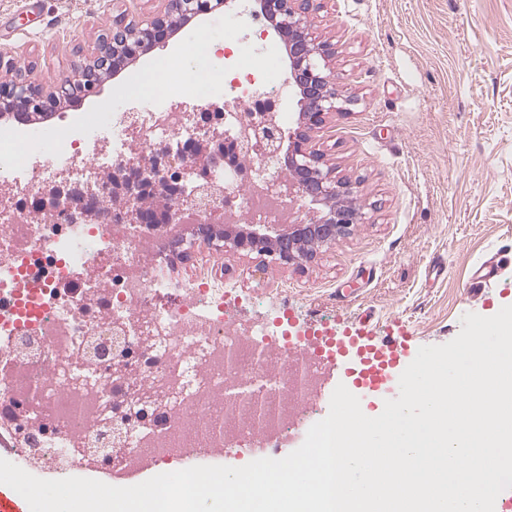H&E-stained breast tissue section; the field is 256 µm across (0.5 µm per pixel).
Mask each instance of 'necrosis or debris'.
<instances>
[{
	"label": "necrosis or debris",
	"instance_id": "necrosis-or-debris-1",
	"mask_svg": "<svg viewBox=\"0 0 512 512\" xmlns=\"http://www.w3.org/2000/svg\"><path fill=\"white\" fill-rule=\"evenodd\" d=\"M198 100L231 138L251 122V72L202 75ZM189 86L177 66L148 93L141 112H116L111 128L88 117L82 133L51 128L46 160L11 152L0 164V458L53 478L112 477L197 465L212 449L275 457L325 418L328 365L291 345L281 322L242 318L199 280L183 295L164 274L169 244L199 224H279L278 157L218 167L209 181L220 211L171 201L176 219L148 228L111 218L104 196L86 220L72 209L34 210L100 176L148 160L158 145L180 148L194 129L181 106ZM117 448L93 451L110 430Z\"/></svg>",
	"mask_w": 512,
	"mask_h": 512
}]
</instances>
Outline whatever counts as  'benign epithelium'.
Masks as SVG:
<instances>
[{
	"mask_svg": "<svg viewBox=\"0 0 512 512\" xmlns=\"http://www.w3.org/2000/svg\"><path fill=\"white\" fill-rule=\"evenodd\" d=\"M164 11L138 23L126 21L120 14L112 20V30L103 36L93 59L85 65L78 78L64 79L45 91L30 78L17 73L0 85V94L17 101H33L44 106L58 105L96 92L97 78L111 70L114 60L135 40L155 45L165 41L179 19L189 20L230 4V0H165ZM253 14L269 20L280 40L288 48L289 80L295 87L299 107L296 128L288 132L278 126L271 108L257 104L260 121L254 135L236 144L223 142L224 134L216 127L205 125L203 133L193 139L191 163L174 179L158 180V173L143 172L152 177L156 190L170 197L179 195L190 204L210 209L224 203L214 194L206 172L221 163L240 164L243 152L275 154L288 144V167L294 177L288 183H277L271 190L292 202L303 199L318 209L309 211V218L294 224H249L230 229L218 236L213 226L200 225L197 240L217 250L257 252L285 264H298L312 258L316 250L349 233L354 224L363 223L362 213L347 199L355 186L336 177L334 168L324 163L323 154L312 146V133L320 129L332 112L345 111L351 99L343 97L336 79L326 72V60L334 55L333 47L320 42L310 33L309 14L319 9L315 0H254ZM141 184L128 187L129 193L116 190L111 195L113 208L124 211L134 221L138 216L131 202L140 201L136 193Z\"/></svg>",
	"mask_w": 512,
	"mask_h": 512,
	"instance_id": "obj_1",
	"label": "benign epithelium"
}]
</instances>
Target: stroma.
Listing matches in <instances>:
<instances>
[{
	"label": "stroma",
	"mask_w": 512,
	"mask_h": 512,
	"mask_svg": "<svg viewBox=\"0 0 512 512\" xmlns=\"http://www.w3.org/2000/svg\"><path fill=\"white\" fill-rule=\"evenodd\" d=\"M163 0H0V54L50 86L76 77L118 14L148 19ZM226 9L106 76L54 123L79 128L93 114L135 112L139 76L159 70L180 47L225 44ZM310 23L332 44L337 83L354 103L329 115L312 145L337 177L357 183L365 217L315 259L284 266L256 253L194 245L167 265L187 282L208 275L246 317L288 310L298 325L343 327L367 320L374 336L404 338L410 353L459 333L464 314L512 305V0H324ZM257 78L293 112L288 57L272 30L241 27ZM496 265L488 288L470 278Z\"/></svg>",
	"instance_id": "obj_1"
}]
</instances>
